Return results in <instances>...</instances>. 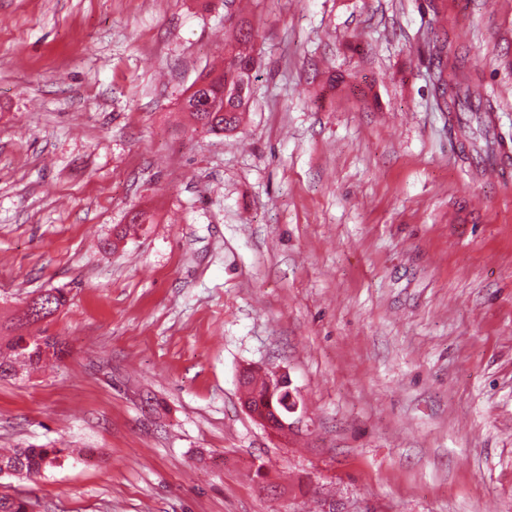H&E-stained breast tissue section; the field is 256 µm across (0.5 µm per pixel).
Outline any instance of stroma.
<instances>
[{
    "label": "stroma",
    "instance_id": "stroma-1",
    "mask_svg": "<svg viewBox=\"0 0 512 512\" xmlns=\"http://www.w3.org/2000/svg\"><path fill=\"white\" fill-rule=\"evenodd\" d=\"M254 104L185 90L224 0H0V448H67L0 495L33 512H512V181L464 160L432 38L495 94L512 150V0H251ZM344 75L331 88L329 74ZM110 249H102V242ZM288 373L299 429L241 406ZM264 470L280 495L259 489ZM45 300L47 306L41 305V315L31 317L27 313L18 319L16 329L20 330V333L8 342L6 351H0V379L15 375L17 366H27L35 370L42 362L53 358L60 360L65 355L66 349L60 340L22 333L26 325L50 317L60 310L66 304L67 295L62 289L56 288L47 292Z\"/></svg>",
    "mask_w": 512,
    "mask_h": 512
}]
</instances>
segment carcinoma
Returning <instances> with one entry per match:
<instances>
[{
	"label": "carcinoma",
	"instance_id": "1",
	"mask_svg": "<svg viewBox=\"0 0 512 512\" xmlns=\"http://www.w3.org/2000/svg\"><path fill=\"white\" fill-rule=\"evenodd\" d=\"M253 38L251 31L239 30L234 44L224 45V67L211 68L199 75L207 88L198 92L186 89L182 99V110L192 115L202 129L213 134L234 131L241 115L252 105L253 81L256 58L247 50ZM435 97L443 101L448 114L456 120L461 137V148L468 149L467 158L480 165L505 148V139L489 121L494 111L492 96L475 70L468 65L464 54L448 53V61H439L433 76ZM47 306L42 314L18 319L16 334L0 351V379L16 373L19 366L33 370L53 358L59 360L65 353L64 344L54 338L28 336L21 333L26 325L54 315L66 304L67 295L60 289L50 290L45 295ZM248 399L256 406L280 412L278 395L272 394L266 378L251 370ZM63 450L60 448H14L0 454V475L32 478L60 463ZM30 503L24 499L0 496V512H29Z\"/></svg>",
	"mask_w": 512,
	"mask_h": 512
}]
</instances>
